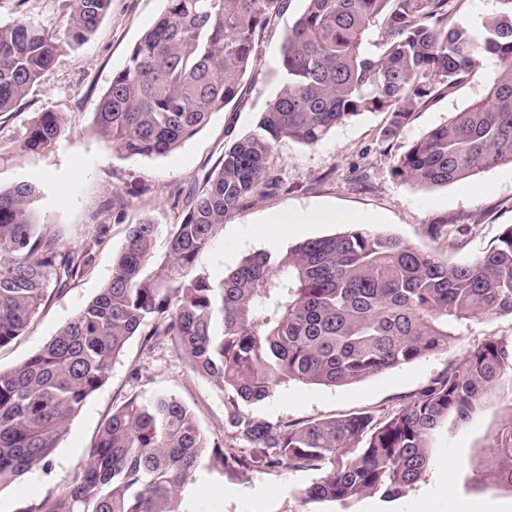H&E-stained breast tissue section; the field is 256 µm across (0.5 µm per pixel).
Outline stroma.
I'll return each instance as SVG.
<instances>
[{
  "mask_svg": "<svg viewBox=\"0 0 512 512\" xmlns=\"http://www.w3.org/2000/svg\"><path fill=\"white\" fill-rule=\"evenodd\" d=\"M305 6L291 0L275 30L265 34L256 65L238 98L174 151L128 157L95 131V112L114 72L131 47L165 9L164 0H112L88 41L66 49L28 91L15 111L0 114V188L28 181L39 193L33 203L41 224L58 237L61 251L91 247L90 272L62 292L48 287V300L24 336L0 348V369L33 355L103 288L112 261L126 244L130 225L144 221L168 232L181 220L178 196L188 195L214 170L232 142L250 133L279 86L281 36ZM24 20L62 32L69 25L66 0H0V21ZM491 60L467 80L423 100L395 136H386L387 112H366L336 126L319 143L279 142L268 159L270 184L218 231L200 260L221 281L250 254L341 232L339 224L261 228L273 216L309 210L349 211L362 226L392 234L452 264L475 260L512 225V163L500 164L445 186L412 185L397 172L408 149L485 92ZM63 113L66 127L48 149L29 153L20 138L35 113ZM512 341V316L492 317L462 332L447 351L386 370L342 387L291 383L250 406L252 416L272 423L366 414L380 419L419 396L435 377L461 366L486 340ZM176 397L192 408L210 443L240 448L227 423L224 388L193 372L176 346L137 334L115 360L107 382L69 422L44 469L0 489V512H16L58 493L88 460L89 449L113 408L128 397ZM512 418V373L500 377L484 406L467 421L448 419L431 441L432 462L424 476L396 501L365 495L346 502H304L298 492L312 471L285 466L230 474L202 462L183 493L188 512H512V488H481L476 471L487 460L496 429Z\"/></svg>",
  "mask_w": 512,
  "mask_h": 512,
  "instance_id": "obj_1",
  "label": "stroma"
}]
</instances>
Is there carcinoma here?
I'll list each match as a JSON object with an SVG mask.
<instances>
[{
  "mask_svg": "<svg viewBox=\"0 0 512 512\" xmlns=\"http://www.w3.org/2000/svg\"><path fill=\"white\" fill-rule=\"evenodd\" d=\"M111 2L69 0L61 35L23 21L0 25V113L14 111L65 48L87 41ZM165 2L95 112L98 135L129 157L176 149L230 104L257 62L261 34L289 0ZM305 2L282 37L279 92L183 203L164 253L159 225H132L99 295L31 357L0 370V487L46 465L71 418L148 324V335L174 343L193 371L224 384L229 424L248 447L210 446L175 397H130L112 410L68 488L17 512H185L182 494L206 457L229 471L312 470L306 502L393 500L428 469L440 424L468 419L512 372V343L489 339L378 420L272 423L245 411L290 382L348 385L444 351L488 317L512 316V225L464 264L353 224L248 255L220 282L199 268L218 229L268 185L279 141L315 144L364 112L391 113L392 137L420 100L461 84L481 58L495 60L485 97L414 143L398 171L440 186L512 163V0H499L478 32L454 20L453 0ZM379 21L382 50L370 56L367 37ZM64 129L62 113L39 112L20 147L47 149ZM37 193L24 182L0 190V347L24 335L46 302L49 276L63 290L92 266L91 248L61 251L36 220ZM490 454L483 486L512 488V419L495 432Z\"/></svg>",
  "mask_w": 512,
  "mask_h": 512,
  "instance_id": "carcinoma-1",
  "label": "carcinoma"
}]
</instances>
